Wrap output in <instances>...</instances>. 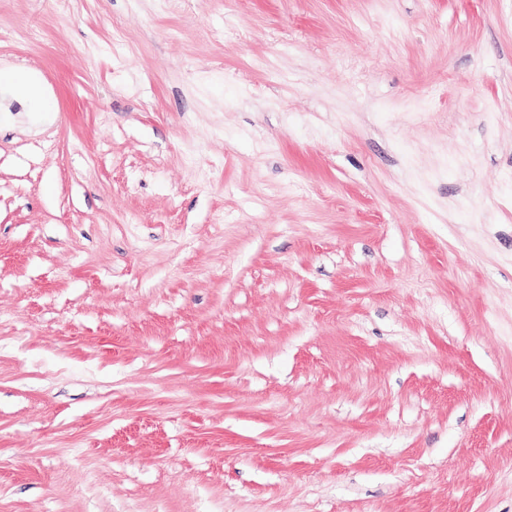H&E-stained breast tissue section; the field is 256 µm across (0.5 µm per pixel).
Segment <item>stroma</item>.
<instances>
[{
	"instance_id": "stroma-1",
	"label": "stroma",
	"mask_w": 512,
	"mask_h": 512,
	"mask_svg": "<svg viewBox=\"0 0 512 512\" xmlns=\"http://www.w3.org/2000/svg\"><path fill=\"white\" fill-rule=\"evenodd\" d=\"M0 512H512V0H0ZM0 84L17 88L31 100H39L41 91L39 85L26 75H19L15 72H0Z\"/></svg>"
}]
</instances>
